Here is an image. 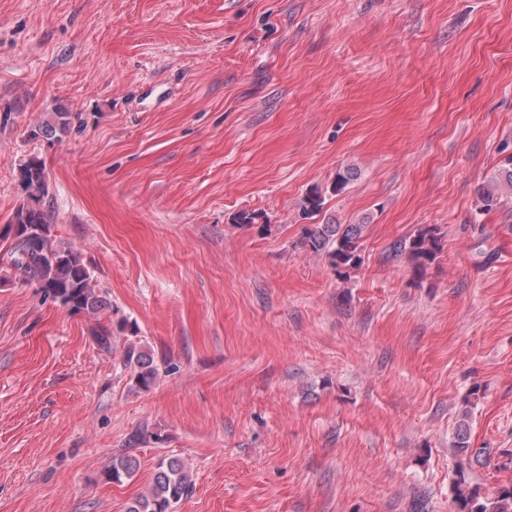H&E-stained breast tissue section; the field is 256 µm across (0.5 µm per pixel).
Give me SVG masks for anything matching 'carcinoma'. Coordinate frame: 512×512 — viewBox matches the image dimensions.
Listing matches in <instances>:
<instances>
[{
	"label": "carcinoma",
	"mask_w": 512,
	"mask_h": 512,
	"mask_svg": "<svg viewBox=\"0 0 512 512\" xmlns=\"http://www.w3.org/2000/svg\"><path fill=\"white\" fill-rule=\"evenodd\" d=\"M72 113L62 107L50 112L49 119L30 130L36 140H62L70 131ZM19 180L24 201L12 221L0 231V239L10 241L7 250L9 268L20 280L34 282L43 292L75 314L96 315L105 303L96 291L94 277L82 255L52 238L53 214L50 206L47 174L44 162L33 156L19 166ZM512 185V155L504 159L502 168L478 187L479 210L490 211L501 201L500 189ZM367 221L356 224H313L304 228L297 245L324 256L336 273L342 275L360 266L362 234ZM442 250L437 228L419 227L411 236L395 242L391 254L404 259L417 277L425 275ZM123 366L134 386L147 389L160 375L152 352L132 343L123 355ZM471 409L462 411L453 440L456 457L452 495L457 512H512V484L497 487L490 493L472 483L473 466L488 462L485 448L470 445L469 420ZM138 461L131 455L112 460L105 472L107 479L121 482L134 476ZM192 480L181 459L171 457L156 465L153 481L147 493L137 497L127 512H174V506L188 497Z\"/></svg>",
	"instance_id": "obj_1"
}]
</instances>
